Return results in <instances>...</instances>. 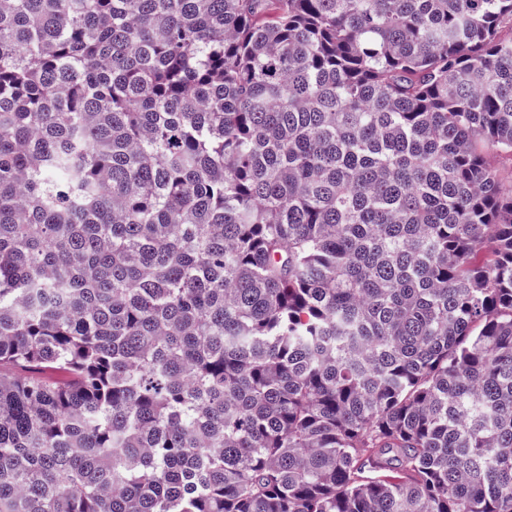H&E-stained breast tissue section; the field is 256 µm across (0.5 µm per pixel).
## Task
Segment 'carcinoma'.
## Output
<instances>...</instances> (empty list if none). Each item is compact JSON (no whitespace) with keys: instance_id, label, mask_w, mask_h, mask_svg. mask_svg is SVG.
<instances>
[{"instance_id":"obj_1","label":"carcinoma","mask_w":512,"mask_h":512,"mask_svg":"<svg viewBox=\"0 0 512 512\" xmlns=\"http://www.w3.org/2000/svg\"><path fill=\"white\" fill-rule=\"evenodd\" d=\"M512 0H0V512H512Z\"/></svg>"}]
</instances>
